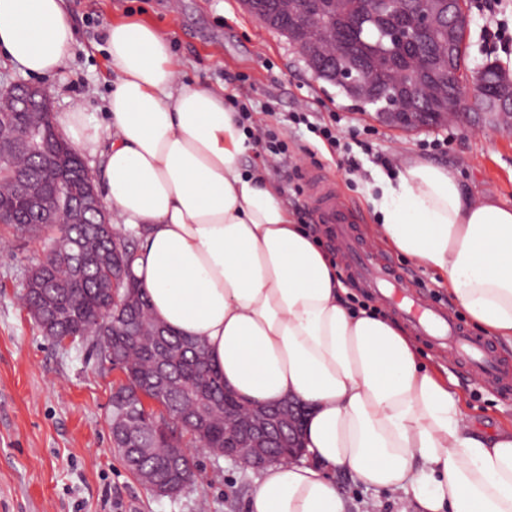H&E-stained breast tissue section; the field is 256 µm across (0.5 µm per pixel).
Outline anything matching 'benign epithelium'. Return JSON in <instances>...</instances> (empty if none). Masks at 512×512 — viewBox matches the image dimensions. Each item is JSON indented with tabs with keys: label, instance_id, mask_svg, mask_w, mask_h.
Masks as SVG:
<instances>
[{
	"label": "benign epithelium",
	"instance_id": "benign-epithelium-1",
	"mask_svg": "<svg viewBox=\"0 0 512 512\" xmlns=\"http://www.w3.org/2000/svg\"><path fill=\"white\" fill-rule=\"evenodd\" d=\"M336 16L314 12L323 0H274L276 12L288 20L286 35L298 51L306 67L316 72L317 65L330 61L325 71L329 80L342 87L356 101L369 102L378 97L373 74L356 67L352 54L341 41L339 20L343 17L345 0H331ZM446 0H419V6L403 12L398 21L388 27L389 38L408 47L404 63L388 104L377 112L378 119L389 126L413 129L440 121H460L467 113L449 99L448 75L437 76L433 69L448 70V57L456 50L458 33L468 29L469 15H455L442 10ZM364 20L372 25L387 20L382 15L378 0H365ZM423 34L435 36L434 56H427L417 45ZM0 98L9 99L32 112L51 109L48 92L37 85L15 83L0 92ZM492 103L499 111L491 112L483 106L485 97L472 96L470 108L488 116L489 120L512 129V79L500 74L492 89ZM304 411L296 403L288 402V417H283L274 406L258 407L252 411L238 409L233 425L243 435L238 446L224 450V458L247 468L259 470L271 460L287 461L302 456L300 422Z\"/></svg>",
	"mask_w": 512,
	"mask_h": 512
}]
</instances>
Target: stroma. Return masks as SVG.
Returning <instances> with one entry per match:
<instances>
[{
  "label": "stroma",
  "instance_id": "stroma-1",
  "mask_svg": "<svg viewBox=\"0 0 512 512\" xmlns=\"http://www.w3.org/2000/svg\"><path fill=\"white\" fill-rule=\"evenodd\" d=\"M467 4V63L474 72L498 45L512 46V0ZM67 6L75 43L64 68L39 80L57 116L79 106L89 120L103 123L112 92L107 30L129 14L144 18L167 35L184 79L225 88L250 109L251 125L278 133L287 147L282 160L257 148L244 164L261 168L280 188L296 223L316 217L307 183L295 171L325 175L355 210L369 246L404 274L408 288L463 318L435 274L378 239L369 188L376 173L392 174L401 160L419 156L457 169L476 194L512 204V133L485 124L473 130L383 125L315 79L287 37L247 13L241 0H67ZM299 109L310 121L334 123L356 172L306 126L289 123ZM46 247L0 228V512H247L254 475L233 461L196 451L195 484L172 498L155 496L125 467L112 446L109 402L123 375L89 359L85 343L59 346L46 339L20 303L24 274ZM417 345L447 368L472 418L492 428L512 426V392L484 382L448 351L422 339ZM336 480L349 512H403L402 494L368 489L346 474Z\"/></svg>",
  "mask_w": 512,
  "mask_h": 512
}]
</instances>
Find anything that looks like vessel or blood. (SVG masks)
Segmentation results:
<instances>
[{
	"label": "vessel or blood",
	"mask_w": 512,
	"mask_h": 512,
	"mask_svg": "<svg viewBox=\"0 0 512 512\" xmlns=\"http://www.w3.org/2000/svg\"><path fill=\"white\" fill-rule=\"evenodd\" d=\"M307 181L317 221L328 226L355 279L389 299L400 300L402 315L414 318L419 335L433 345L452 349L488 381L504 386L512 382V371L500 360L489 340L471 335L442 308L421 305L406 293L402 274L363 245L355 212L320 173H308Z\"/></svg>",
	"instance_id": "1"
}]
</instances>
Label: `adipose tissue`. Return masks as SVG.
Here are the masks:
<instances>
[{
  "label": "adipose tissue",
  "mask_w": 512,
  "mask_h": 512,
  "mask_svg": "<svg viewBox=\"0 0 512 512\" xmlns=\"http://www.w3.org/2000/svg\"><path fill=\"white\" fill-rule=\"evenodd\" d=\"M66 0H0V50L27 75L65 64ZM105 126L81 109L62 136L100 159L104 203L138 238L132 273L152 316L206 351L249 405L305 408V455L260 470L247 512H348L336 475L401 492L409 512H512V427L483 431L409 328L350 306L315 229L296 223L223 92L181 77L165 34L137 16L108 28ZM372 199L375 230L439 275L473 327L512 345V207L448 167L401 161Z\"/></svg>",
  "instance_id": "1"
}]
</instances>
